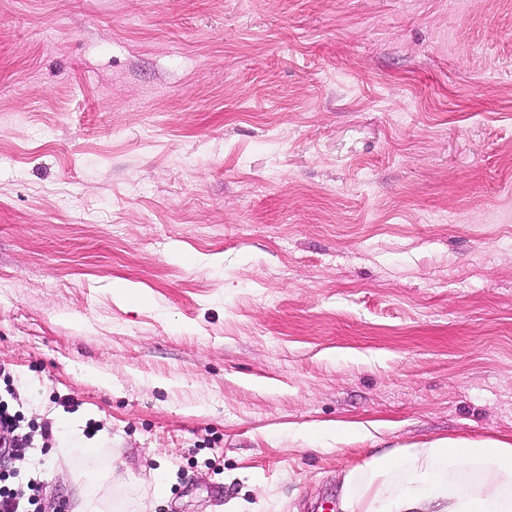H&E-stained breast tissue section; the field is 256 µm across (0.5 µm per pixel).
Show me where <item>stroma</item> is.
<instances>
[{"mask_svg": "<svg viewBox=\"0 0 512 512\" xmlns=\"http://www.w3.org/2000/svg\"><path fill=\"white\" fill-rule=\"evenodd\" d=\"M0 403L104 512L512 441V0H0Z\"/></svg>", "mask_w": 512, "mask_h": 512, "instance_id": "obj_1", "label": "stroma"}]
</instances>
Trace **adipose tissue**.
I'll use <instances>...</instances> for the list:
<instances>
[{
  "mask_svg": "<svg viewBox=\"0 0 512 512\" xmlns=\"http://www.w3.org/2000/svg\"><path fill=\"white\" fill-rule=\"evenodd\" d=\"M341 512H512V442L439 439L341 472Z\"/></svg>",
  "mask_w": 512,
  "mask_h": 512,
  "instance_id": "obj_1",
  "label": "adipose tissue"
}]
</instances>
